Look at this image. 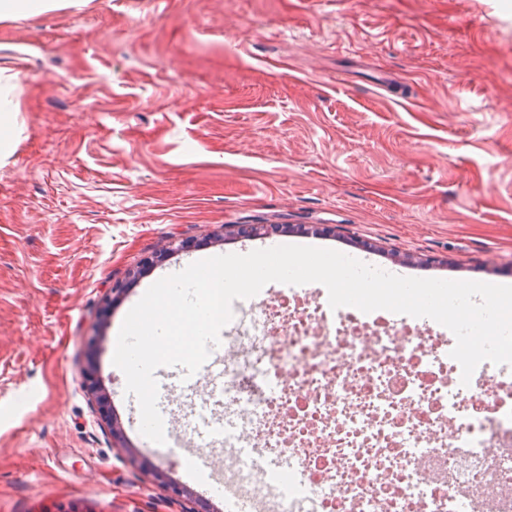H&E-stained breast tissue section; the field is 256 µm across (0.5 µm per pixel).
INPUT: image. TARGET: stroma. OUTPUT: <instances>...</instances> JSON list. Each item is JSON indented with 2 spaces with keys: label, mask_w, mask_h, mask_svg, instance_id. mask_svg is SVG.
<instances>
[{
  "label": "stroma",
  "mask_w": 512,
  "mask_h": 512,
  "mask_svg": "<svg viewBox=\"0 0 512 512\" xmlns=\"http://www.w3.org/2000/svg\"><path fill=\"white\" fill-rule=\"evenodd\" d=\"M6 87L0 512H222L177 445L146 449L112 363L144 290L202 255L512 285V0H88L0 20ZM17 104L8 94L1 93L0 97V160L8 158L14 151L15 138L12 133L13 118ZM288 230L300 234H308L310 231L313 234H318L323 232L324 228L306 224L285 226L283 224H236L230 226L229 231L240 238H250L257 235L288 232Z\"/></svg>",
  "instance_id": "35a3bbf8"
}]
</instances>
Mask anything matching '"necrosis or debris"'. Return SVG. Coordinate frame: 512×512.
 Segmentation results:
<instances>
[{
	"mask_svg": "<svg viewBox=\"0 0 512 512\" xmlns=\"http://www.w3.org/2000/svg\"><path fill=\"white\" fill-rule=\"evenodd\" d=\"M251 339L258 357L230 369L225 398L307 483L271 497L241 461L225 496L262 512L299 498L308 512H512V366L482 362L465 386L455 338L287 296L257 305ZM480 488L495 492L490 510Z\"/></svg>",
	"mask_w": 512,
	"mask_h": 512,
	"instance_id": "4bbe7bcc",
	"label": "necrosis or debris"
}]
</instances>
